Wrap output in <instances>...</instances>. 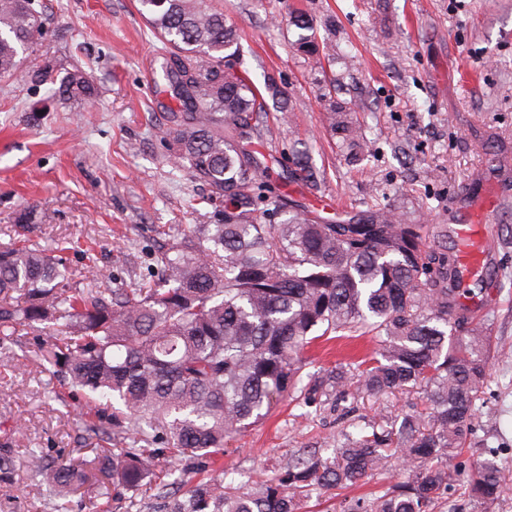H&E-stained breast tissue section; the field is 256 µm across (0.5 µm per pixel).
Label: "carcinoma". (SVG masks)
I'll return each instance as SVG.
<instances>
[{
  "label": "carcinoma",
  "instance_id": "carcinoma-1",
  "mask_svg": "<svg viewBox=\"0 0 512 512\" xmlns=\"http://www.w3.org/2000/svg\"><path fill=\"white\" fill-rule=\"evenodd\" d=\"M161 43L159 93L169 113L176 159L224 205V222L196 224L156 256L157 277L105 296L71 291L66 248L45 254L27 246L0 251V331L42 335L43 357L68 387L97 408L88 426L102 449L103 491L169 486L173 468L222 453L224 442L265 420L286 396L310 406L333 393L356 398L408 388L427 415L399 424L368 422L323 458L291 454L278 473L247 493L234 482L179 477L167 512H301V492L343 489L402 460L403 480L372 500L344 498L339 512H433L463 473L476 512L498 501L508 469L496 459L461 469L456 458L484 403L494 351L488 326L460 335L468 308L448 257L429 248L430 229L401 224L386 208L326 218L277 193L260 150L266 99L252 80L222 69L240 49L224 8L206 0H137ZM293 47L322 64L317 30L301 12ZM32 0H0V77L41 31ZM79 70L56 88L64 99L89 98ZM328 126L348 148L362 137L351 109L328 104ZM296 170L313 189L305 152ZM283 214L280 224L267 217ZM373 332L385 337L372 355L339 362L326 374L305 372L320 341ZM56 496L75 493L86 475L70 459L29 454Z\"/></svg>",
  "mask_w": 512,
  "mask_h": 512
}]
</instances>
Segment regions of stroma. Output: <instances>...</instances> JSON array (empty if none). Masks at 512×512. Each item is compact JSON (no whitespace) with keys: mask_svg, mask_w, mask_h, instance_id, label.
Instances as JSON below:
<instances>
[{"mask_svg":"<svg viewBox=\"0 0 512 512\" xmlns=\"http://www.w3.org/2000/svg\"><path fill=\"white\" fill-rule=\"evenodd\" d=\"M240 35L242 70L257 87L273 78L285 112L270 109L265 150L281 193L325 215L381 205L403 223L447 230L431 240L457 265L458 218L485 209L489 196L512 197V0H214ZM44 26L22 67L0 80V250L22 244L51 249L69 242L70 288L94 287L99 269L109 288L149 281L155 258L193 225L222 217L201 204L203 186L173 157L162 133L169 102L157 95L161 44L136 0H38ZM312 19L332 62L320 68L292 49L293 11ZM79 69L95 92L60 98L32 70ZM333 100L351 103L363 129L361 158L337 146L326 122ZM311 148L317 189L289 181L299 143ZM31 219V231L20 227ZM495 287L478 298L499 355L490 365L485 405L473 420L465 465L493 457L512 467V201L496 208ZM32 332L0 336V512H113L86 482L54 497L28 467L31 450L50 458L93 459L82 443L93 410L61 388L41 360ZM373 335L330 341L313 352L308 372L362 359ZM416 393L276 405L244 435L226 442L209 478L232 473L256 481L302 448L339 446L345 433L383 416L423 410Z\"/></svg>","mask_w":512,"mask_h":512,"instance_id":"obj_1","label":"stroma"}]
</instances>
